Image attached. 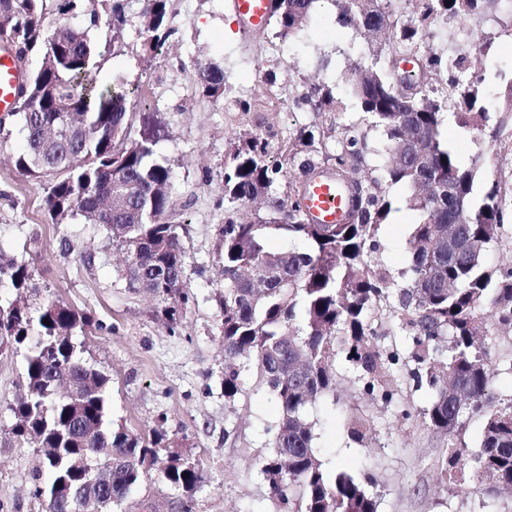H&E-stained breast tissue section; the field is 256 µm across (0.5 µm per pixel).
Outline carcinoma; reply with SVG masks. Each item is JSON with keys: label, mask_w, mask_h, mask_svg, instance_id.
Here are the masks:
<instances>
[{"label": "carcinoma", "mask_w": 512, "mask_h": 512, "mask_svg": "<svg viewBox=\"0 0 512 512\" xmlns=\"http://www.w3.org/2000/svg\"><path fill=\"white\" fill-rule=\"evenodd\" d=\"M126 0H0V42L16 46L15 58L45 45L28 93H17L11 117L19 118L27 148L16 167L35 178L54 176L45 200L52 221L80 215L102 224L127 255L119 276L133 291L162 303L161 320L175 331L191 292L184 281L186 255L179 225L167 221L172 209V169L153 160L164 134L154 113L134 111L141 90L122 80L98 81L101 53L88 37L95 28L121 49L128 25ZM320 0H278L281 37L297 36ZM342 19L366 37L385 35L387 56L399 63L420 59L445 74L444 88L425 85L416 99L397 93L391 70L380 73L355 64L346 92L326 82L309 86L297 98L310 107L315 123L282 137L279 150L270 132L256 126L233 132L234 146L224 167V196L242 205L259 198L269 217L253 222L224 210L216 228L224 291L218 297L224 341V398L244 392L246 378L268 390L280 413L273 450L261 463L271 498L281 512H376L375 499L345 472L323 467L312 448L307 406L336 386V358L358 373L372 401L394 397L399 354L374 345L372 311L385 303L390 323L408 336L416 368L413 381L436 391L423 414V426L436 434L458 431L464 419H484L479 450L471 462L485 493L512 487V401H497L491 383L495 368L478 342L481 325L512 327V267L490 271L484 252L509 229L512 211L498 184L475 195L485 156L476 151L459 162L441 138L442 114L483 137L500 138L512 124V83L499 92L503 115L484 107L483 74L469 70L465 55L455 60L427 46V32L439 18L476 16L489 0H414L406 20L391 19L382 0H332ZM169 0H143L140 36L148 59L163 53L176 33ZM81 13L87 27L45 37L51 17ZM203 95H226L224 69L199 66ZM355 104L360 121L336 130L335 114ZM263 92L237 100L245 115L266 111ZM381 133L376 149L370 131ZM288 160L283 171L282 159ZM346 167L361 181L359 220L354 224H312L305 220L300 186L324 164ZM288 176V196L277 192ZM403 187L406 202L420 214L408 249L411 264L404 284L371 253L390 211V189ZM278 237L303 244L272 250ZM32 287L24 263L0 261V288L15 293L0 302V351L15 350L25 360L24 394L11 406L14 434L43 453L33 495L47 501L46 512H79L91 492L88 471L95 452L112 454V485L106 502L120 506L144 472L166 452L163 477L185 493L186 502L203 473L167 434L149 435L115 425L107 413L108 375L77 357L76 337L87 336L89 318L51 298L31 312L22 301ZM48 324H43V320ZM84 384L80 402L57 388L60 371ZM352 436L372 431L368 414L349 419Z\"/></svg>", "instance_id": "1"}]
</instances>
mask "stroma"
I'll use <instances>...</instances> for the list:
<instances>
[{
    "label": "stroma",
    "instance_id": "obj_1",
    "mask_svg": "<svg viewBox=\"0 0 512 512\" xmlns=\"http://www.w3.org/2000/svg\"><path fill=\"white\" fill-rule=\"evenodd\" d=\"M134 0L120 53L104 48L97 78L141 84L144 105L154 112L166 134L155 146L158 161L173 169V209L168 216L179 227L186 254L184 279L194 296L181 326L169 332L160 318L159 301L130 291L118 271L124 255L108 230L83 217L52 223L44 201L53 177L34 178L16 169L14 159L26 144L16 120L0 131V254L28 264L36 284L25 302L31 309L59 297L85 313L93 326L79 349L80 359L110 377L108 416L113 423L139 431L160 429L185 437L205 480L194 494L193 512H276L260 468L271 453L269 429L279 409L266 389L247 385L234 403L224 400V342L217 296L224 287L217 256L216 228L224 221V164L230 137L242 115L228 112L220 100L202 97L199 65L223 66L235 97L249 98L246 86L261 73L282 88V104L268 113L269 131L285 135L310 125L312 114L294 103L296 93L323 80L344 89L353 64L369 49L354 28L341 26L331 0H322L300 37L283 41L277 25L245 43L228 0H170L177 39L163 55L145 61ZM503 9L441 23L433 47L447 53L460 34H467L476 65L488 85L485 106L497 109V89L512 81V40L504 37ZM442 137L467 160L482 149L486 168L481 181L512 190V156L498 153L497 141H473L453 118H446ZM392 210L378 234V256L393 276H400L410 255L406 242L417 212L405 203L400 187L390 191ZM93 254V263L84 255ZM378 347L398 351L403 363L395 371L398 392L391 403L371 405L362 395L357 374L336 363V387L309 404L313 449L324 468L343 471L366 484L377 500V512H512V492L488 496L470 469L441 476L436 459L449 447L464 454L477 451L480 419L467 420L452 436L423 428L421 418L435 399L434 391L416 389L415 367L403 333L391 332L386 308L373 314ZM499 369L493 389L500 402L512 400V332L502 330L485 342ZM24 361L19 354H0V512H41L33 497L41 451L12 431L10 410L23 392ZM368 413L371 434L351 438L348 417ZM181 493L170 487L160 467L144 474L119 512H181Z\"/></svg>",
    "mask_w": 512,
    "mask_h": 512
}]
</instances>
